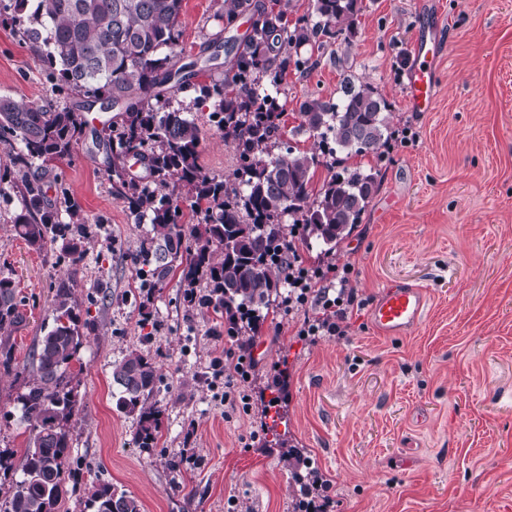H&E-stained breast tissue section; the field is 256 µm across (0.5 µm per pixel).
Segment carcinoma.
Segmentation results:
<instances>
[{
	"label": "carcinoma",
	"instance_id": "carcinoma-1",
	"mask_svg": "<svg viewBox=\"0 0 512 512\" xmlns=\"http://www.w3.org/2000/svg\"><path fill=\"white\" fill-rule=\"evenodd\" d=\"M0 6V21H11L20 38L47 46L40 56L46 81L55 92L69 90L86 98L123 103L121 118L98 135L112 168V188L147 236L133 256L143 287L161 288L180 269L183 302L192 310H213L233 320L243 314L262 321L277 306L285 279L280 255L288 252L287 225L301 224L307 240L332 252L361 223L379 187L374 168L348 167L337 154L376 152L390 130L389 105L371 84L343 79L336 100L308 97L299 105L301 127L317 139L319 152L283 146L278 138L283 105L269 88H279L287 68L307 70V48L323 49L326 40L345 33L352 45L364 0H314L313 12L288 24L285 12L262 0H224L223 29L245 16L254 19L242 44L207 43L199 55L218 58L224 72L192 83L198 62L177 64L182 35L183 0H29ZM194 90L193 105L210 102V120L234 146V181L210 175L199 163L201 131L189 108L172 106L177 94ZM84 129L81 113L51 104L25 105L0 96V146L15 166L41 167L70 154ZM138 160L144 174L132 172ZM339 168L316 192L311 183L318 166ZM43 176L24 175L17 193L20 212L15 235L29 247L53 250L67 243L79 253L86 230L79 208L66 206L69 221L44 206ZM196 217L188 234L179 220L180 203ZM54 325L37 339L34 369L18 396L21 421L29 432L22 477L4 500L5 512H57L66 480L70 424L79 413L69 388V372L95 323L81 320L71 288H52ZM14 281L0 276V368L22 374L11 333L24 321ZM119 389L116 406L137 416L138 447H157L161 411L152 402L162 377L151 357L136 350L112 364ZM92 512H141L138 501L112 484L88 488Z\"/></svg>",
	"mask_w": 512,
	"mask_h": 512
}]
</instances>
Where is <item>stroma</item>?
<instances>
[{
	"mask_svg": "<svg viewBox=\"0 0 512 512\" xmlns=\"http://www.w3.org/2000/svg\"><path fill=\"white\" fill-rule=\"evenodd\" d=\"M352 47L314 53L305 73L287 70L279 99L284 143L315 144L300 128L299 104L340 94L345 74L371 84L390 106V129L410 130L394 148L362 157L381 171L361 224L335 253L297 242L307 266L352 263L359 307L344 339H301L298 322L268 316L249 342L257 369L248 408L224 405L210 365L227 337L213 311L189 312L179 275L146 295L131 261L146 235L112 190L95 134L115 110L84 108L83 96H54L39 50L0 25V96L20 103L83 109L86 127L70 156L43 172L44 204H77L96 230L73 261L16 238L17 170L0 152V274L16 284L25 321L13 333L19 363L53 324L50 288L66 282L97 325L70 385L80 412L70 425L58 512H89L87 488L111 482L142 512H292L296 476L317 469L329 484L327 512H512V0H365ZM224 0H183L186 55L220 31ZM440 18L433 111H410L405 64L419 25ZM201 163L232 179L237 158L209 120ZM423 287L430 303L419 327L386 339L368 307L387 281ZM150 305L152 322L142 319ZM149 354L162 375L157 448H137L135 416L116 407L112 364ZM23 380L0 371V501L21 473L28 434L18 423Z\"/></svg>",
	"mask_w": 512,
	"mask_h": 512,
	"instance_id": "stroma-1",
	"label": "stroma"
}]
</instances>
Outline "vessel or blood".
<instances>
[{"mask_svg":"<svg viewBox=\"0 0 512 512\" xmlns=\"http://www.w3.org/2000/svg\"><path fill=\"white\" fill-rule=\"evenodd\" d=\"M437 25L418 31L408 67L405 100L411 111L429 112L434 105L435 61L441 51ZM429 302L426 291L402 281L385 283L368 309V319L377 332L396 338L410 334L421 323Z\"/></svg>","mask_w":512,"mask_h":512,"instance_id":"obj_1","label":"vessel or blood"}]
</instances>
